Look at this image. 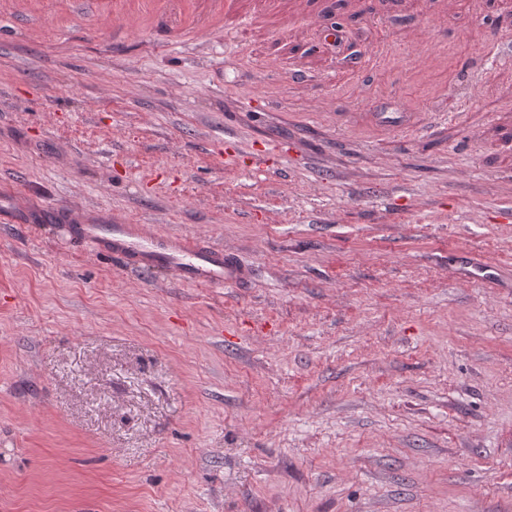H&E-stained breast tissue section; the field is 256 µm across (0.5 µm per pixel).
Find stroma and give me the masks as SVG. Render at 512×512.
<instances>
[{
  "label": "stroma",
  "instance_id": "stroma-1",
  "mask_svg": "<svg viewBox=\"0 0 512 512\" xmlns=\"http://www.w3.org/2000/svg\"><path fill=\"white\" fill-rule=\"evenodd\" d=\"M509 43L512 0H0V512H512ZM66 215L73 239L97 254L121 259L130 269L147 274L165 272L180 283L203 287L238 285L250 279V270L234 253L205 240L149 234L140 224Z\"/></svg>",
  "mask_w": 512,
  "mask_h": 512
}]
</instances>
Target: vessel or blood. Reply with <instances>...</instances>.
I'll use <instances>...</instances> for the list:
<instances>
[{
    "mask_svg": "<svg viewBox=\"0 0 512 512\" xmlns=\"http://www.w3.org/2000/svg\"><path fill=\"white\" fill-rule=\"evenodd\" d=\"M69 231L92 251L119 258L128 268L163 272L183 284L221 287L244 283L251 276L234 253L198 238L150 234L139 224L93 221L74 213L69 216Z\"/></svg>",
    "mask_w": 512,
    "mask_h": 512,
    "instance_id": "b4317fda",
    "label": "vessel or blood"
}]
</instances>
